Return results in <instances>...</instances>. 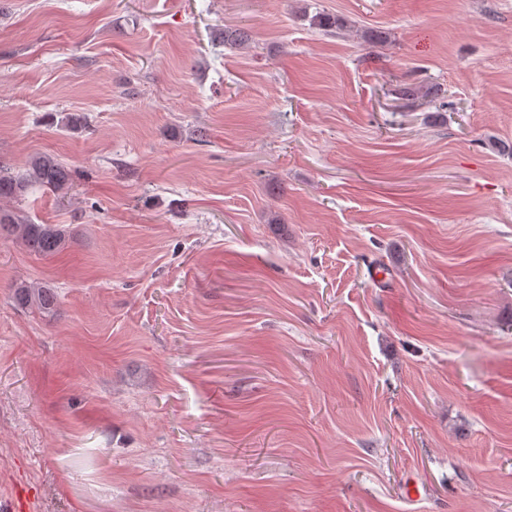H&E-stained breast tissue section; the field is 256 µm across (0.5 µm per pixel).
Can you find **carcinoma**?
<instances>
[{
    "label": "carcinoma",
    "instance_id": "1",
    "mask_svg": "<svg viewBox=\"0 0 512 512\" xmlns=\"http://www.w3.org/2000/svg\"><path fill=\"white\" fill-rule=\"evenodd\" d=\"M315 25L327 35L346 28L345 21L322 13L315 17ZM251 40L250 33L244 27L224 28V44L243 49ZM394 95L401 100L425 98L430 91L415 84H400L393 89ZM71 182V170L51 154L33 156L27 167L16 171L0 165V201H17L35 186L60 191ZM0 229H6L27 248L44 257L59 258L67 248V235L58 224H35L0 210ZM15 299L23 306L39 310H50L55 305V296L46 287L36 288L27 283L16 285Z\"/></svg>",
    "mask_w": 512,
    "mask_h": 512
}]
</instances>
